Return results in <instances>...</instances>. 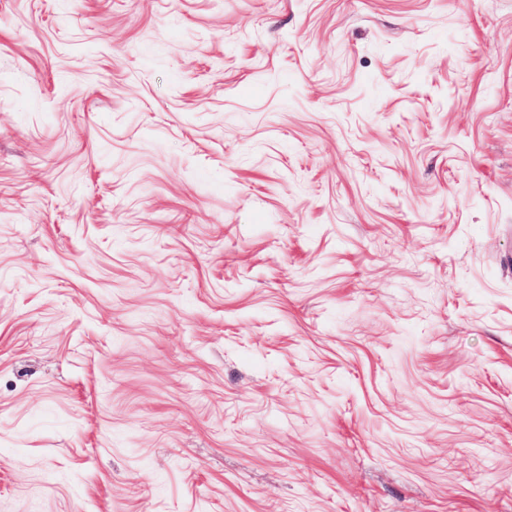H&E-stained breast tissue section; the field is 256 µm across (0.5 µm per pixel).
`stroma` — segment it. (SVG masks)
I'll return each instance as SVG.
<instances>
[{"label":"stroma","instance_id":"stroma-1","mask_svg":"<svg viewBox=\"0 0 512 512\" xmlns=\"http://www.w3.org/2000/svg\"><path fill=\"white\" fill-rule=\"evenodd\" d=\"M0 512H512V0H0Z\"/></svg>","mask_w":512,"mask_h":512}]
</instances>
